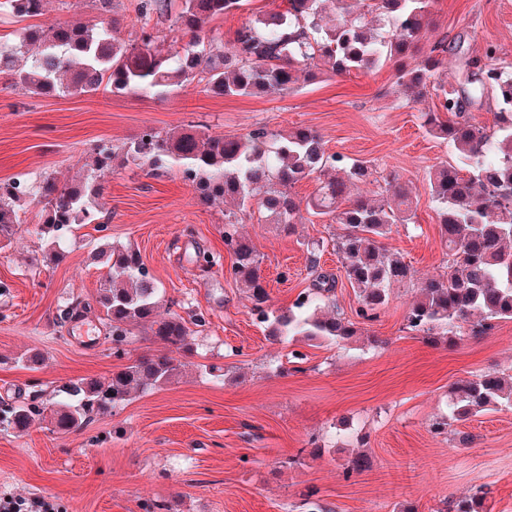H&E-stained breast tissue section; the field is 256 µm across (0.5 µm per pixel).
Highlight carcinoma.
<instances>
[{
	"label": "carcinoma",
	"instance_id": "obj_1",
	"mask_svg": "<svg viewBox=\"0 0 512 512\" xmlns=\"http://www.w3.org/2000/svg\"><path fill=\"white\" fill-rule=\"evenodd\" d=\"M245 0H181L172 31L189 37L188 48L159 53L153 20L169 14L171 0H138L134 37L117 39L114 19L87 25L70 20L27 28L18 43L0 42V73L33 95L94 93L107 84L120 91L163 94L196 77L205 90L225 97L258 96L292 91L323 70L344 76L371 71L395 61L397 84L415 99L429 92L448 53L434 42L412 68L406 60L432 25L431 0H281L275 8L244 22L228 42L216 41L208 25L242 9ZM44 0H3L1 9L18 16H39ZM36 47L28 63L19 57ZM464 82L442 90L437 109L420 115L421 126L436 140L450 144L453 165L429 169L427 184L439 217L447 261L443 270L418 284L405 314V330L432 344H456L461 325L474 336L512 320V64L500 61L496 48L465 61ZM495 101L494 133L471 122L467 110L484 97ZM134 164L158 177L176 166L182 178L199 190L204 205L230 200L237 210L224 213V245L232 257L230 278L250 303V312L268 335L289 345L299 341L346 347L378 339L367 326L378 321L396 284L413 280L402 257L383 240L395 229L415 225L411 188L390 172L378 197L348 198L351 187L375 177L361 161L328 155L321 135L303 126L281 134L256 128L244 135L210 134L198 125L162 134L152 129L133 139L123 153L101 143L80 176L67 182L46 176L38 186L21 180L0 182V249L8 247L22 224L20 210L34 201L42 223L35 233L50 239L51 258H65L64 240L77 224L102 219L96 203L102 182L116 171V160ZM319 181L316 194L302 200L293 192L304 179ZM289 232L305 215L329 218L343 226L336 243L344 278L358 301L356 319L327 311L336 278L317 269L318 241L307 244L315 277L287 308H275L267 291L260 259L238 224L253 210ZM106 273L94 302L72 299L62 310L64 321L95 308L106 322L112 356L122 360L140 329L161 343L162 350L128 360L104 379L81 377L60 387L53 398L0 406V427L24 432L38 419L55 430L80 429L97 415H108L132 396L171 382L185 367L181 358L194 351V328L207 324L204 314L185 320L171 310L138 250L112 247L105 253ZM512 408V375L496 371L472 374L448 390V411L430 425L435 435L494 407ZM370 467L364 454L344 468L349 480ZM450 512H489L487 496L475 492L452 502Z\"/></svg>",
	"mask_w": 512,
	"mask_h": 512
}]
</instances>
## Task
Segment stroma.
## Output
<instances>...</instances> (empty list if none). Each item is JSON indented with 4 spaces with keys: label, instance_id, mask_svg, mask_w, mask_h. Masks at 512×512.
I'll list each match as a JSON object with an SVG mask.
<instances>
[{
    "label": "stroma",
    "instance_id": "obj_1",
    "mask_svg": "<svg viewBox=\"0 0 512 512\" xmlns=\"http://www.w3.org/2000/svg\"><path fill=\"white\" fill-rule=\"evenodd\" d=\"M98 6L99 0H82L73 11L46 0L40 16L0 12V39L16 40L23 28L54 20L96 22ZM431 11L425 44L464 40L461 53L447 55L438 83L463 82L465 59L482 58L490 45L512 63V0H434ZM439 103L433 92L406 98L390 61L256 97H216L196 79L164 97L108 88L42 97L0 74V181L75 178L96 145L120 151L148 128L165 133L192 124L238 136L303 125L321 134L327 153L396 172L413 191L417 223L384 241L412 267L414 280L393 286L371 325L380 346L301 341L293 348L306 358L293 363V348L266 335L226 273V204H197L177 170L149 177L131 164L117 169L99 199L112 214L106 232L92 224L75 228L59 263L49 262L48 242L34 231L38 206L28 205L25 224L0 251V402L34 393L47 398L71 380L105 378L117 366L96 312L78 323L59 322L69 299L96 296L104 269L95 254L103 244L137 249L174 311L186 319L204 312L209 323L196 334L183 374L136 393L113 414L65 434L39 420L22 433L0 430V498L42 497L50 512H142L145 499L166 501L170 512H292L314 488L334 512H402L408 505L446 512L449 500L480 490L492 512H512V409L463 423L465 445L459 434L429 431L447 410L453 382L484 371L512 375V320L480 337L462 332L451 347L424 343L404 328L418 281L443 266L426 173L455 163L456 154L427 135L420 120ZM239 231L255 246L271 300L282 308L311 283L306 243L327 240L319 265L338 276L336 305L353 317L357 298L330 245L339 225L315 217L289 233L255 214ZM199 248L220 258L209 271L192 261ZM84 324L95 332V347L79 338ZM231 346L239 355H228ZM33 348L44 360L31 369L20 357ZM312 438L322 447L316 456L305 451ZM360 452L370 469L344 480V464Z\"/></svg>",
    "mask_w": 512,
    "mask_h": 512
}]
</instances>
